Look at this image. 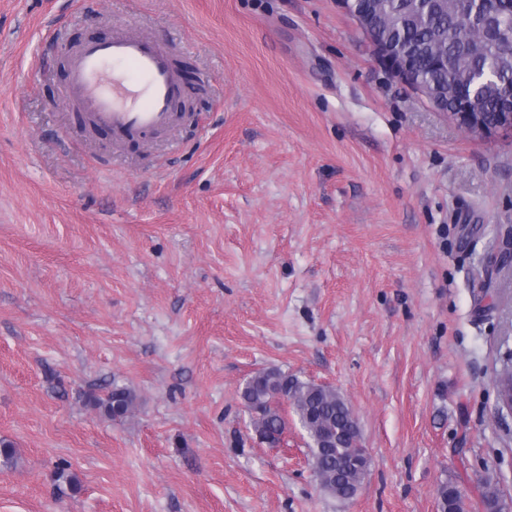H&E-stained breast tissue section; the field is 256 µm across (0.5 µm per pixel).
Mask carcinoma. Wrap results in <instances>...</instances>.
Here are the masks:
<instances>
[{
  "label": "carcinoma",
  "instance_id": "1",
  "mask_svg": "<svg viewBox=\"0 0 512 512\" xmlns=\"http://www.w3.org/2000/svg\"><path fill=\"white\" fill-rule=\"evenodd\" d=\"M421 0L416 19L398 26L394 33L416 52L414 80L419 88L436 83L448 104L469 91V74L492 70L497 80L475 98L487 122L497 120L501 86H512V51L505 37L512 34V6L505 0ZM251 415L258 440L277 446L293 412L308 437L310 464L320 486L340 500L354 499L364 484L370 458L363 446L358 421L349 402L335 388L304 381L279 369H265L250 376L240 392ZM96 406L114 418H123L134 407V396L125 387H114ZM486 512L505 507L491 480L480 486ZM440 512H463L459 489L445 483L438 490Z\"/></svg>",
  "mask_w": 512,
  "mask_h": 512
}]
</instances>
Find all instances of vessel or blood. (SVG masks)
Listing matches in <instances>:
<instances>
[{
    "label": "vessel or blood",
    "instance_id": "b4317fda",
    "mask_svg": "<svg viewBox=\"0 0 512 512\" xmlns=\"http://www.w3.org/2000/svg\"><path fill=\"white\" fill-rule=\"evenodd\" d=\"M64 95L122 140L168 130L184 88L168 47L132 25L72 51Z\"/></svg>",
    "mask_w": 512,
    "mask_h": 512
}]
</instances>
